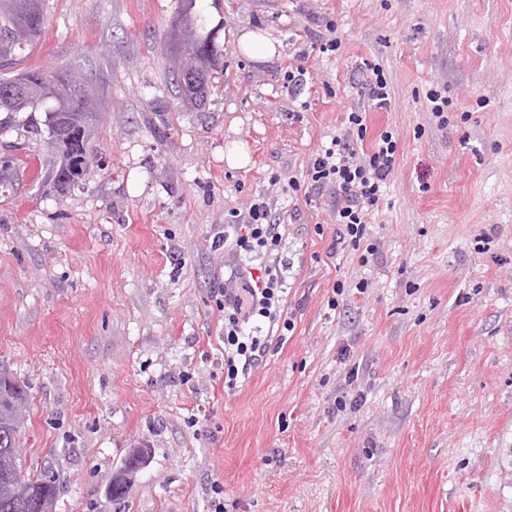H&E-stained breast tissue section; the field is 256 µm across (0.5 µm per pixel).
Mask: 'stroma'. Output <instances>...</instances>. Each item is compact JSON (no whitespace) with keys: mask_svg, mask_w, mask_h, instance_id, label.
<instances>
[{"mask_svg":"<svg viewBox=\"0 0 512 512\" xmlns=\"http://www.w3.org/2000/svg\"><path fill=\"white\" fill-rule=\"evenodd\" d=\"M178 3L44 0L22 57L104 97L66 193L45 137L0 132V366L30 388L23 468L53 473L56 512H213L219 485L224 512H512V0H197L224 55L201 107L177 93ZM330 20L342 45L322 54ZM243 28L278 55H242ZM368 63L390 104L363 147L389 130L398 152L365 264L329 254L336 193L306 171L363 106ZM291 65L307 71L296 91ZM260 195L294 328L228 393L224 227ZM235 37L239 50L260 64L277 55L280 48L275 39L261 31L241 29Z\"/></svg>","mask_w":512,"mask_h":512,"instance_id":"stroma-1","label":"stroma"}]
</instances>
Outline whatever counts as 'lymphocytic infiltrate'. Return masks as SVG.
Here are the masks:
<instances>
[{
    "mask_svg": "<svg viewBox=\"0 0 512 512\" xmlns=\"http://www.w3.org/2000/svg\"><path fill=\"white\" fill-rule=\"evenodd\" d=\"M366 121L365 109H350L345 135L337 136L313 156L307 177L312 187L335 189L343 199L336 209L334 249H362L372 255L376 249L369 243L367 218L393 171L398 145L392 132L386 131L371 152H356L349 137H364ZM224 237L230 240L235 254L262 264L257 272L231 270L218 291L224 312V386L232 391L268 348L267 338L259 334L261 323L279 324L288 330L292 321L284 315L281 271L265 262L282 242L265 198L251 204L245 223L225 225Z\"/></svg>",
    "mask_w": 512,
    "mask_h": 512,
    "instance_id": "f902f5d3",
    "label": "lymphocytic infiltrate"
}]
</instances>
